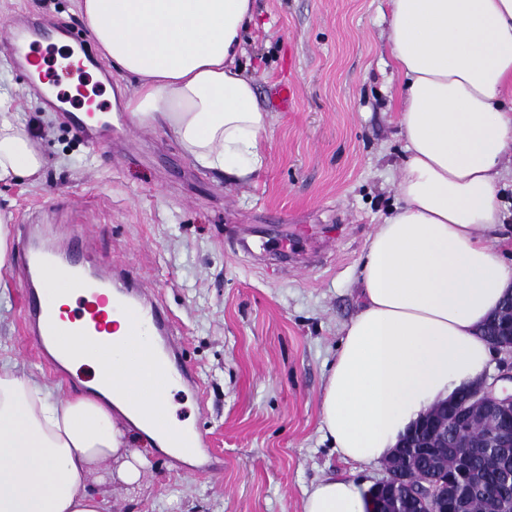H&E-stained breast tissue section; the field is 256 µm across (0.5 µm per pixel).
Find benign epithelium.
I'll return each mask as SVG.
<instances>
[{"instance_id":"7a95c632","label":"benign epithelium","mask_w":512,"mask_h":512,"mask_svg":"<svg viewBox=\"0 0 512 512\" xmlns=\"http://www.w3.org/2000/svg\"><path fill=\"white\" fill-rule=\"evenodd\" d=\"M503 308L511 315L503 328L495 332V337L488 340L491 347L501 353L512 355V296L508 297ZM500 382L512 384V361L506 359L499 364L498 374L492 378L485 377L472 383L464 398L433 405L414 429L403 439L396 454H424L429 444L424 434L433 428L443 434L448 430L471 427L479 419V413L489 414L496 420L512 419V392H497ZM459 456L465 458L474 448L512 449V425H497L488 436L462 437L454 444ZM387 491L385 508L382 512H401L399 499L406 493L414 494L426 503L427 512H440L439 507L450 499L463 503L468 497V486L458 481L446 479L435 481L425 474L404 476L401 473L386 471V476L374 485V494ZM487 496L492 512H512V496L502 497L497 486L487 488Z\"/></svg>"}]
</instances>
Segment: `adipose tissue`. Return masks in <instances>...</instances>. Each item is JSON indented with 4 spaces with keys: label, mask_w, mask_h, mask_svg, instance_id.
<instances>
[{
    "label": "adipose tissue",
    "mask_w": 512,
    "mask_h": 512,
    "mask_svg": "<svg viewBox=\"0 0 512 512\" xmlns=\"http://www.w3.org/2000/svg\"><path fill=\"white\" fill-rule=\"evenodd\" d=\"M255 0H79L90 36L117 72L138 128L169 130L200 168L248 181L264 159L270 114L240 62ZM388 40L403 83L405 158L398 202L367 238L362 308L342 329L321 398L320 430L343 460L389 457L410 425L486 373L480 328L512 293V227L500 189L512 155V0H390ZM48 159L0 96V184L37 183ZM94 350L66 337L94 371L92 393L51 389L0 365V512H105L91 474L138 483L163 427L132 410L149 383L112 395L102 379L134 372L137 349ZM354 480L320 479L302 512H370Z\"/></svg>",
    "instance_id": "1"
}]
</instances>
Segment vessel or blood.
I'll list each match as a JSON object with an SVG mask.
<instances>
[{"mask_svg": "<svg viewBox=\"0 0 512 512\" xmlns=\"http://www.w3.org/2000/svg\"><path fill=\"white\" fill-rule=\"evenodd\" d=\"M20 251L25 291L23 320L40 353L51 363L57 357L66 356V347L60 340L66 323L70 324L73 335L91 339L97 350L111 349L113 326L116 321H124L129 343L143 344V354L134 374L113 376L104 385L121 395L133 381H153L158 388V399L137 406L136 411L149 423L162 420L167 412L164 395L177 382L194 380L184 365L156 345L157 340L166 341L172 335L173 321L169 313L128 275L74 261L41 237L23 233ZM55 268L65 271L69 289L80 295L77 309L66 315L58 310L50 294L36 287L43 275ZM167 434L171 446L184 454L206 445L204 434L177 424L169 425Z\"/></svg>", "mask_w": 512, "mask_h": 512, "instance_id": "obj_1", "label": "vessel or blood"}]
</instances>
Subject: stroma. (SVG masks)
<instances>
[{"instance_id":"obj_1","label":"stroma","mask_w":512,"mask_h":512,"mask_svg":"<svg viewBox=\"0 0 512 512\" xmlns=\"http://www.w3.org/2000/svg\"><path fill=\"white\" fill-rule=\"evenodd\" d=\"M241 63L271 116L265 163L237 184L199 168L164 128L131 126L112 92L134 76L100 56L77 0H0V25L38 24L34 55L52 62L70 31L90 61L57 73L47 104L0 53V93L42 139L50 163L35 184L0 185L13 233L55 224L125 269L169 311L196 390L171 391L172 419L201 428L206 460L151 449L139 484L96 471L116 512H301L307 489L339 473L372 486L383 464L345 462L319 430L320 400L343 326L362 308L359 264L368 235L397 200L404 157L397 122L402 80L387 41L388 0H256ZM91 85L103 112L92 137L76 130ZM296 95L280 109L275 93ZM0 297V361L63 393L90 367L51 369L22 328L14 272Z\"/></svg>"}]
</instances>
